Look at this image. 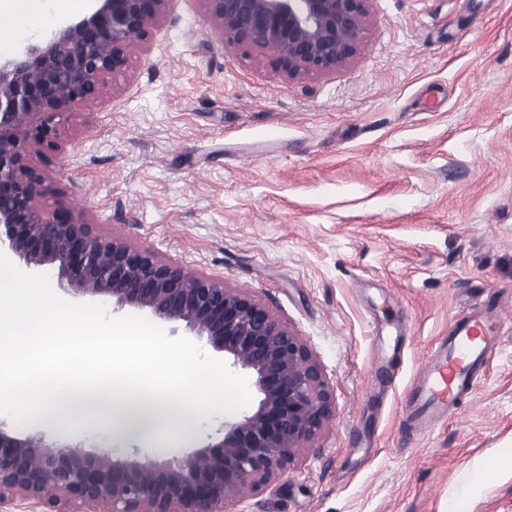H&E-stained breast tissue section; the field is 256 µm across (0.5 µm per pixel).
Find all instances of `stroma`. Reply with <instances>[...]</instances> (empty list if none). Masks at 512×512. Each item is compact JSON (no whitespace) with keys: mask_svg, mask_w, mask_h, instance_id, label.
Wrapping results in <instances>:
<instances>
[{"mask_svg":"<svg viewBox=\"0 0 512 512\" xmlns=\"http://www.w3.org/2000/svg\"><path fill=\"white\" fill-rule=\"evenodd\" d=\"M125 56L55 118L64 153L30 155L39 206L223 278L311 350L335 408L243 512H512V330L451 418L403 437L410 383L453 319L495 301L512 322V0H369L356 55L293 76L227 46L203 0H171ZM101 312L158 324L244 386L182 450L256 407L253 375L185 324ZM45 439L167 457L105 431Z\"/></svg>","mask_w":512,"mask_h":512,"instance_id":"obj_1","label":"stroma"}]
</instances>
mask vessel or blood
I'll return each instance as SVG.
<instances>
[{"instance_id": "obj_1", "label": "vessel or blood", "mask_w": 512, "mask_h": 512, "mask_svg": "<svg viewBox=\"0 0 512 512\" xmlns=\"http://www.w3.org/2000/svg\"><path fill=\"white\" fill-rule=\"evenodd\" d=\"M505 335L496 303L453 320L410 384L404 413L420 435L456 412Z\"/></svg>"}]
</instances>
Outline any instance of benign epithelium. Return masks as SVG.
<instances>
[{
	"instance_id": "obj_1",
	"label": "benign epithelium",
	"mask_w": 512,
	"mask_h": 512,
	"mask_svg": "<svg viewBox=\"0 0 512 512\" xmlns=\"http://www.w3.org/2000/svg\"><path fill=\"white\" fill-rule=\"evenodd\" d=\"M99 2L45 44L0 61V252L74 296L185 323L255 376L260 400L224 426L220 442L162 462L78 446L47 452L43 438L21 437L0 422V506L19 499L47 512H235L308 449L333 412V396L307 345L223 279L101 237L81 214L50 220L40 211L42 179L27 149L61 150L52 119L100 89L171 0ZM205 2L227 45L267 50L296 75L332 71L357 53L368 0Z\"/></svg>"
}]
</instances>
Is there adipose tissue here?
Instances as JSON below:
<instances>
[{"label":"adipose tissue","instance_id":"ef3b65f1","mask_svg":"<svg viewBox=\"0 0 512 512\" xmlns=\"http://www.w3.org/2000/svg\"><path fill=\"white\" fill-rule=\"evenodd\" d=\"M87 6L88 0H54L48 16L43 0H0V14L15 22L0 30V54L27 28ZM18 307L36 318L20 321ZM199 367L191 346L166 344L154 326L134 318L114 321L73 307L0 255V410L45 428L105 427L174 448L185 432L224 412L225 395L240 394L220 380L197 383Z\"/></svg>","mask_w":512,"mask_h":512}]
</instances>
